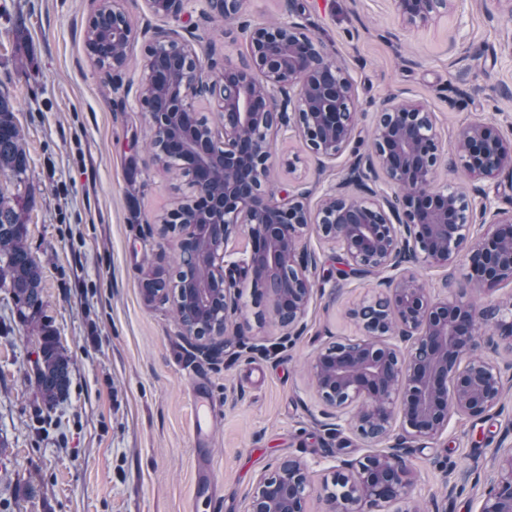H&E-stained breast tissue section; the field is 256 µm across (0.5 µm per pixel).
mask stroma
I'll use <instances>...</instances> for the list:
<instances>
[{
	"mask_svg": "<svg viewBox=\"0 0 512 512\" xmlns=\"http://www.w3.org/2000/svg\"><path fill=\"white\" fill-rule=\"evenodd\" d=\"M309 30L335 53L358 102L354 138L324 172L297 138H273L271 176L289 189L335 188L364 151L378 104L422 101L445 132L478 117L512 134V0H452L447 16L404 28L390 0H295ZM98 0H0V89L8 90L30 155L27 247L41 266L43 318L71 358L66 399L47 409L30 382L41 338L0 286V512H245L257 477L277 460L306 461L315 488L333 484L340 460L370 452L349 427L328 432L308 366L326 344L361 337L349 310L377 276L339 279L337 248L309 234L316 285L299 335L279 327L239 284L243 332L228 331L208 358L184 336L171 304L147 305L143 283L169 276L178 236L157 217L187 195L185 177L150 163L149 119L134 90L146 37L114 78L86 48ZM189 0L173 25L216 61L247 44L238 25L279 22L280 0H245L237 24L212 22ZM296 158L295 169L285 158ZM208 386L214 438L205 469L211 498L194 499L192 391ZM512 424V388L482 420L453 417L411 463L425 512H474L494 449Z\"/></svg>",
	"mask_w": 512,
	"mask_h": 512,
	"instance_id": "1",
	"label": "stroma"
}]
</instances>
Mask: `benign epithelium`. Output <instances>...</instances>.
Here are the masks:
<instances>
[{"instance_id":"obj_1","label":"benign epithelium","mask_w":512,"mask_h":512,"mask_svg":"<svg viewBox=\"0 0 512 512\" xmlns=\"http://www.w3.org/2000/svg\"><path fill=\"white\" fill-rule=\"evenodd\" d=\"M187 0H144L146 10L174 21ZM286 18L246 31L248 58L219 67L203 50L168 29L153 31L135 98L149 113L156 148L150 160L178 161L190 194L159 219L164 234L187 249L201 242L213 280L186 288L185 336L204 353L217 338L241 329L237 279H250L280 326L297 334L316 285V256L306 230L339 248L358 276L393 275L371 299L351 310L367 338L332 343L314 357L309 375L329 416L340 427L353 415L356 430L375 445L393 443L338 464L339 488L323 487L322 512H417L415 445L440 437L454 416L480 419L500 405L504 371L492 356L512 347V302L489 300L512 283V200L499 202L502 180L512 184V138L493 122L474 119L454 131L456 154L442 150L433 113L393 96L378 108L365 153L336 187L310 206L313 189L277 187L270 179L274 134L302 138L322 171L350 145L356 94L347 72L302 22L295 0ZM403 22L425 26L448 13L449 0H391ZM215 14L237 17L243 0H208ZM112 40L121 57L98 67L105 77L123 68L141 35L123 0H111ZM214 102L218 126L193 122L195 102ZM463 168L462 187L436 184L441 165ZM399 194L398 204L375 188L377 171ZM243 235L248 249L225 260L227 240ZM467 272L456 277L454 270ZM444 272L437 288L419 269ZM172 289L146 279L147 303H164ZM401 433L394 434L395 427ZM316 492L307 464L279 462L262 474L246 512H308ZM476 512H512V443L493 457Z\"/></svg>"}]
</instances>
